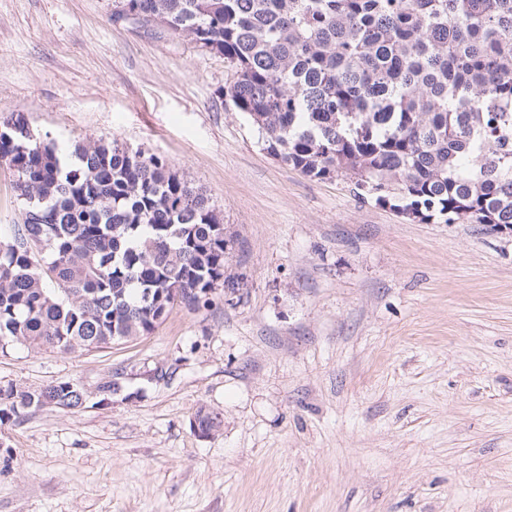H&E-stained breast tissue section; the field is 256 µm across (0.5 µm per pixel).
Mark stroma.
Here are the masks:
<instances>
[{
    "instance_id": "stroma-1",
    "label": "stroma",
    "mask_w": 512,
    "mask_h": 512,
    "mask_svg": "<svg viewBox=\"0 0 512 512\" xmlns=\"http://www.w3.org/2000/svg\"><path fill=\"white\" fill-rule=\"evenodd\" d=\"M225 80L112 0H0V115L164 157L207 192L240 283L96 350L0 341L1 385L88 394L0 424V512H512V234L302 175ZM201 409L223 415L205 438Z\"/></svg>"
}]
</instances>
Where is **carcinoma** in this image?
<instances>
[{"label": "carcinoma", "instance_id": "obj_1", "mask_svg": "<svg viewBox=\"0 0 512 512\" xmlns=\"http://www.w3.org/2000/svg\"><path fill=\"white\" fill-rule=\"evenodd\" d=\"M224 57V97L267 153L429 224L512 225V0H114ZM0 118L22 223L0 239V339L69 352L152 333L227 274L206 193L155 155L77 141L78 163ZM77 408L71 381L0 385V423ZM195 422L208 435L213 411Z\"/></svg>", "mask_w": 512, "mask_h": 512}]
</instances>
